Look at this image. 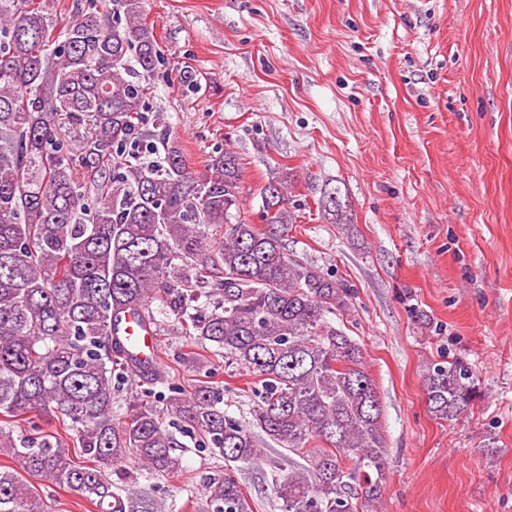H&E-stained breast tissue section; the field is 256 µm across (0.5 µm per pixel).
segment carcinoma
<instances>
[{"label":"carcinoma","instance_id":"carcinoma-1","mask_svg":"<svg viewBox=\"0 0 512 512\" xmlns=\"http://www.w3.org/2000/svg\"><path fill=\"white\" fill-rule=\"evenodd\" d=\"M53 30L44 4L0 0V453L19 464L0 469V512H48L31 477L98 512H166L153 486L128 481L181 474L182 437L225 461L201 476L195 512H254L237 465L271 443L292 453L273 478L277 512H381L387 445L374 381L345 331L354 290L288 256L290 173L261 189V229L239 216L237 153L197 172L164 115L146 117L161 56L143 0H101L62 37ZM61 112L90 116L88 135L62 137ZM320 208L351 223L328 192ZM128 314L158 332L174 318L187 347L176 364L193 385L170 383L120 413L126 376L161 379L121 344ZM218 357L250 377L247 423L224 409ZM480 396L463 360L429 367L436 419L462 418ZM61 428L76 432L78 455Z\"/></svg>","mask_w":512,"mask_h":512}]
</instances>
